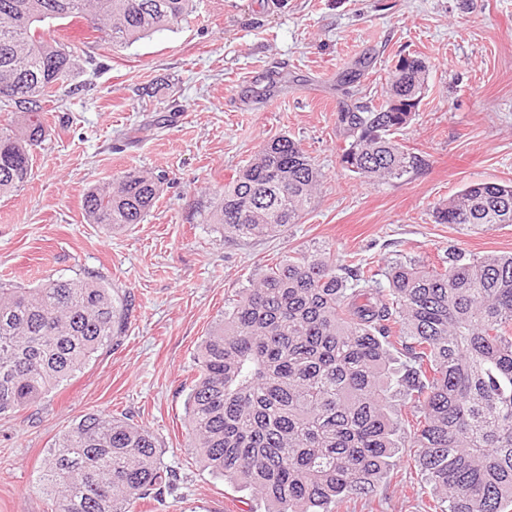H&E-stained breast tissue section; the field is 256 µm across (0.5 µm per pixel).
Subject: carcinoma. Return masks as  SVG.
Masks as SVG:
<instances>
[{"mask_svg": "<svg viewBox=\"0 0 512 512\" xmlns=\"http://www.w3.org/2000/svg\"><path fill=\"white\" fill-rule=\"evenodd\" d=\"M197 0H0V195L29 181L42 112L87 62L45 33L81 18L131 45L172 30ZM428 66L398 60L377 107L338 113L343 169L369 183L398 180L426 159L398 141L424 98ZM323 173L287 136L267 141L217 190L211 224L236 240L273 237L298 223ZM164 178L129 169L90 188L87 223L139 224ZM439 224H512V184L469 183L437 203ZM386 288L365 264L323 248L293 250L260 270L202 341L186 401L189 447L212 475L241 482L268 512H331L367 495L400 448L445 512L512 506V254L465 256L439 266L397 261ZM131 295L90 276L34 287L0 281V415L24 409L74 377L125 334ZM407 358L392 373V352ZM155 436L130 417L89 412L62 431L38 486L51 512H134L175 486Z\"/></svg>", "mask_w": 512, "mask_h": 512, "instance_id": "1", "label": "carcinoma"}]
</instances>
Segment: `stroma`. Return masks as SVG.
<instances>
[{
	"label": "stroma",
	"instance_id": "35a3bbf8",
	"mask_svg": "<svg viewBox=\"0 0 512 512\" xmlns=\"http://www.w3.org/2000/svg\"><path fill=\"white\" fill-rule=\"evenodd\" d=\"M88 59L47 113L33 174L0 195V279L33 286L97 276L134 305L117 345L98 351L35 405L0 417V512H48L36 479L58 433L86 413L132 416L177 473L137 512H243L268 505L214 477L187 440L195 354L257 270L289 251L330 247L377 269L435 264L449 247L512 254V224L435 223L432 210L465 184L512 182V0H200L177 30L128 47L59 20ZM429 66L426 94L402 145L427 163L367 184L339 164L336 114L377 106L400 56ZM298 142L324 179L301 223L234 240L207 215L213 192L275 137ZM165 174L142 223H86L84 193L125 170ZM429 487L402 453L372 494L333 512H428Z\"/></svg>",
	"mask_w": 512,
	"mask_h": 512
}]
</instances>
